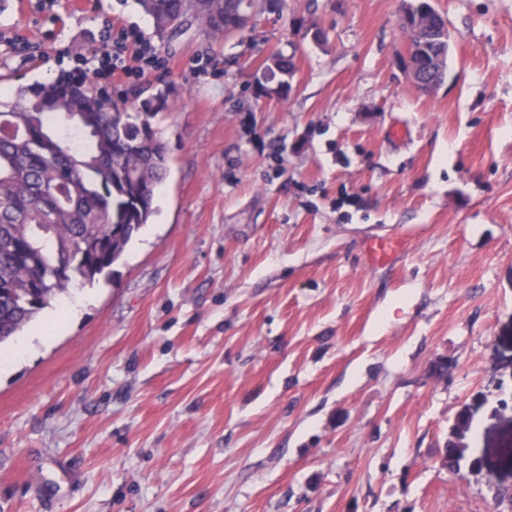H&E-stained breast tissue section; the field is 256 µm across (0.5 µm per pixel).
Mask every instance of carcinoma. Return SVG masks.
<instances>
[{
  "label": "carcinoma",
  "instance_id": "cac0c4a2",
  "mask_svg": "<svg viewBox=\"0 0 512 512\" xmlns=\"http://www.w3.org/2000/svg\"><path fill=\"white\" fill-rule=\"evenodd\" d=\"M283 0H137L159 48L185 27L224 40V15L280 12ZM292 57L270 56L263 78L286 93ZM155 98L118 100L65 76L16 88L0 102V344L76 281L107 277L155 213L169 167Z\"/></svg>",
  "mask_w": 512,
  "mask_h": 512
}]
</instances>
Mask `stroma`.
Returning <instances> with one entry per match:
<instances>
[{
    "label": "stroma",
    "instance_id": "1",
    "mask_svg": "<svg viewBox=\"0 0 512 512\" xmlns=\"http://www.w3.org/2000/svg\"><path fill=\"white\" fill-rule=\"evenodd\" d=\"M404 5L286 0L107 81L160 97L170 169L118 279L0 371V512H512V0H435L430 95ZM130 28L153 37L135 0H8L0 100ZM463 411L484 469L456 474ZM420 55H423V53L414 43L407 44L401 56L402 63L405 69L404 71L414 88L420 93L428 94L434 91L439 85L427 81L420 71L413 66L414 61L418 59ZM295 66L292 57L282 52L270 56L264 66L263 78L266 83L273 84L270 92L287 93L290 88V80L294 76Z\"/></svg>",
    "mask_w": 512,
    "mask_h": 512
}]
</instances>
